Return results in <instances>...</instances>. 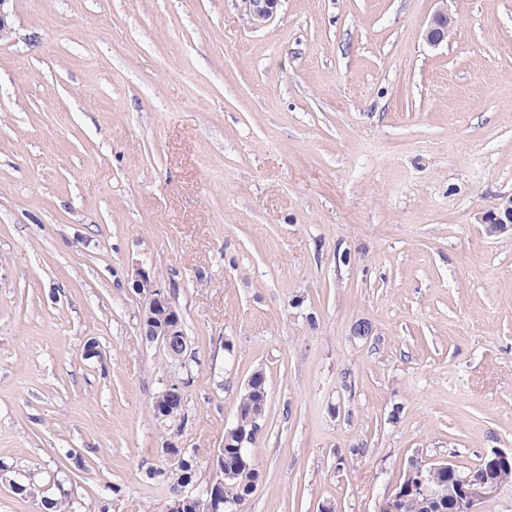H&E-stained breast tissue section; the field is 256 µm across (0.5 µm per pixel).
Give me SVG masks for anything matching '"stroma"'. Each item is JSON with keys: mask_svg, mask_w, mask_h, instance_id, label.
<instances>
[{"mask_svg": "<svg viewBox=\"0 0 512 512\" xmlns=\"http://www.w3.org/2000/svg\"><path fill=\"white\" fill-rule=\"evenodd\" d=\"M11 6L0 512H166L162 448L209 483L257 371L241 512H381L410 461L512 448V230L480 222L512 196V0H282L259 29L240 0ZM138 269L183 362L140 333ZM452 19L445 10L437 11L427 28L425 39L431 47H437L448 40L452 30ZM184 406V398L181 390L178 387H170L159 394L154 401L155 415L160 420H179L180 424L184 423L187 416L183 411L182 416L176 419L177 412Z\"/></svg>", "mask_w": 512, "mask_h": 512, "instance_id": "1", "label": "stroma"}]
</instances>
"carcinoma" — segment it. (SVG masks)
<instances>
[{
	"label": "carcinoma",
	"mask_w": 512,
	"mask_h": 512,
	"mask_svg": "<svg viewBox=\"0 0 512 512\" xmlns=\"http://www.w3.org/2000/svg\"><path fill=\"white\" fill-rule=\"evenodd\" d=\"M260 402V393L243 392L237 406L235 421L224 435V467L227 470L235 471V474L224 479L223 495L225 501L236 506L248 500L259 479V470L254 457L251 456L244 462L239 458L238 448H236V431L252 429L253 411L260 405ZM254 433H259V430H254ZM197 468L196 457L189 453L185 455V464L178 472L156 469L150 472V475L161 477L169 483H179L183 480L194 483L196 482ZM214 510L215 505L212 498L208 493L202 491L193 495L185 512H214Z\"/></svg>",
	"instance_id": "carcinoma-1"
}]
</instances>
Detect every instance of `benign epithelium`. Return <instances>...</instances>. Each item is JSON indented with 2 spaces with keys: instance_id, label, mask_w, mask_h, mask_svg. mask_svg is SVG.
<instances>
[{
  "instance_id": "7a95c632",
  "label": "benign epithelium",
  "mask_w": 512,
  "mask_h": 512,
  "mask_svg": "<svg viewBox=\"0 0 512 512\" xmlns=\"http://www.w3.org/2000/svg\"><path fill=\"white\" fill-rule=\"evenodd\" d=\"M248 23L254 27L266 24L274 15L280 0H241ZM452 30V19L445 10L437 11L427 28L425 39L428 45L437 47L448 40ZM486 232L499 233L512 226V198H504L493 210L481 217ZM136 290L144 295L140 312L141 334L166 348L167 351L187 348L179 311L169 301L164 291L145 272L135 271ZM184 406L181 390L170 387L159 394L154 401L155 415L160 420H168ZM485 464L484 474L472 478L458 472L450 461L423 464L411 461L402 479L387 499L384 509L387 512H401V506L408 498L420 501L427 507L440 501L453 504L454 512H484L482 505L491 500L502 485L512 481V450L492 449L482 455ZM213 478L207 486L216 504L224 503L222 494L224 473V449H217L210 458ZM445 471L452 476L447 487L433 483L432 475Z\"/></svg>"
}]
</instances>
